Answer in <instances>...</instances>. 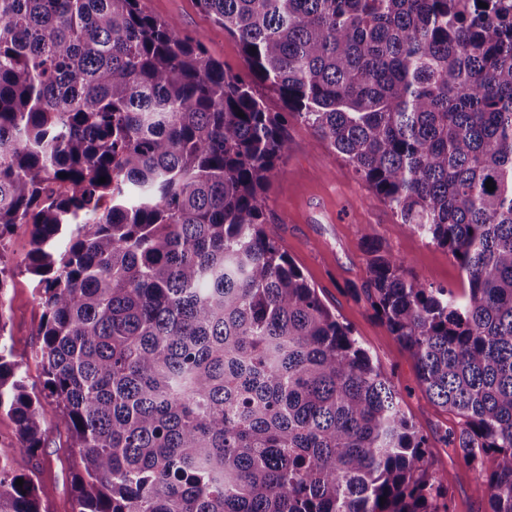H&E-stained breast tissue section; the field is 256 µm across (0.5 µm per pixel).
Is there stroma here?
Returning a JSON list of instances; mask_svg holds the SVG:
<instances>
[{
	"label": "stroma",
	"instance_id": "1",
	"mask_svg": "<svg viewBox=\"0 0 512 512\" xmlns=\"http://www.w3.org/2000/svg\"><path fill=\"white\" fill-rule=\"evenodd\" d=\"M148 13L175 21L182 33L200 38L208 56L226 70L246 72L239 43L216 25L196 0H144ZM288 155L269 180L265 193L271 235L300 268L325 305L347 324L374 363L387 372L400 395L401 408L433 448L431 469L444 477L450 512H489V503L476 489L477 471L459 465L448 455V439L463 421L431 403L418 386L414 359L372 308L364 289L365 235L401 258L407 278L462 294L465 273L447 249L401 223L349 163L327 141L297 118L287 122ZM10 342L30 391L45 409L46 445L34 453L18 448L16 425L0 414V459L12 472L33 477L47 512H73L70 479L76 449L57 416V400L45 388V375L35 351V332L41 320L33 275L19 272L8 292Z\"/></svg>",
	"mask_w": 512,
	"mask_h": 512
}]
</instances>
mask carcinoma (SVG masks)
Instances as JSON below:
<instances>
[{
  "label": "carcinoma",
  "instance_id": "1",
  "mask_svg": "<svg viewBox=\"0 0 512 512\" xmlns=\"http://www.w3.org/2000/svg\"><path fill=\"white\" fill-rule=\"evenodd\" d=\"M197 3L247 74L142 0H0V412L19 450L45 421L7 337L24 267L75 512H449L390 378L264 229L288 136L263 84L465 272L460 300L364 234L376 315L464 419L451 455L494 459L490 512H512V0ZM17 479L0 465V512H46ZM31 225L17 224L7 243L8 251L16 261H22L33 248Z\"/></svg>",
  "mask_w": 512,
  "mask_h": 512
}]
</instances>
